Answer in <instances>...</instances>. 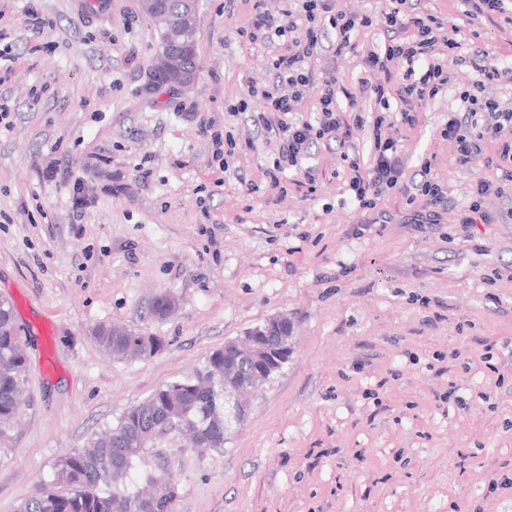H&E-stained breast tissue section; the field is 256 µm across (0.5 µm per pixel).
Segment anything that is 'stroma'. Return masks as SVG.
<instances>
[{
  "label": "stroma",
  "mask_w": 512,
  "mask_h": 512,
  "mask_svg": "<svg viewBox=\"0 0 512 512\" xmlns=\"http://www.w3.org/2000/svg\"><path fill=\"white\" fill-rule=\"evenodd\" d=\"M0 0L13 59L0 99V298L13 302L28 363L17 423L0 440V512L47 480L157 388L191 379L206 356L277 316L292 326L287 363L250 397L220 449L176 434L145 448L131 474L166 473L174 512H512V199L487 195L490 224L461 230L458 210L492 168L450 159L440 132L460 111L471 64L402 128L407 185L423 160L448 194L438 223L412 224L393 192L379 210L348 199L336 144L312 146L316 190H272L274 160L252 113L271 84V47L250 43V0H199L193 87L146 96L157 54L139 0ZM456 32L462 55L512 67V24L475 23L459 0H410ZM386 0H335L370 15L358 52L335 55L331 27L308 66L346 87L361 50L386 36ZM41 19L37 34L29 13ZM246 110H239V103ZM349 141L371 165L372 95ZM254 150L212 159L204 123ZM386 222H379V214ZM174 295L169 317L154 296ZM112 323L164 340L119 361L90 339Z\"/></svg>",
  "instance_id": "1"
}]
</instances>
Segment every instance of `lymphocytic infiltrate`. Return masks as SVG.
<instances>
[{
	"instance_id": "obj_1",
	"label": "lymphocytic infiltrate",
	"mask_w": 512,
	"mask_h": 512,
	"mask_svg": "<svg viewBox=\"0 0 512 512\" xmlns=\"http://www.w3.org/2000/svg\"><path fill=\"white\" fill-rule=\"evenodd\" d=\"M303 14L294 17L292 11L282 10L274 14L266 10L262 0H255L246 35L250 41H260L273 46L269 70L273 83L262 89L263 111L253 113L255 126L263 129L277 147L272 168L264 176L271 188H281L284 174L294 170L298 174L299 187L314 191L316 178L312 167L307 166L312 145L336 142L346 148L350 123L346 110L354 109L358 94H375L380 104H388L385 85L360 81L357 90L340 85L335 74L315 76L304 69L307 58L317 55L324 45L321 33L314 23L318 18H328L336 32L334 52L341 55L355 50L353 35L358 28L369 26L371 19L365 15H346L335 11L334 0H301ZM408 0H390L385 13L389 38L383 50L366 51L363 64L368 71L391 73L395 94L400 101V122H392L386 116H376L373 121L375 153L368 170H361L357 157L346 160L348 187L360 208L376 209L386 191L397 190L405 194L407 204H418L412 217L416 224L437 223L441 210L448 207V196L443 187L432 177L431 162H424L422 180L416 193H409L403 178L405 164L399 150L401 127H414L417 113L423 104L433 98L448 83V68L464 63L458 55L460 46L456 34L450 33L440 20L432 15L421 16L407 8ZM446 47V62H438L434 52ZM477 78L471 89L462 91L461 114H449L448 124L441 131L447 140L456 164L471 168L481 164L499 171L498 181L477 180L472 200L460 213L458 222L463 227L473 224L492 223L482 202L489 192L504 194L512 188V143L503 141V133H512V109L502 107L493 97L487 96L490 85L505 74L504 68L493 59H482L475 64ZM320 90L319 109L314 120H299L295 114L302 105L305 90L310 86ZM499 141L495 155L483 152L484 141Z\"/></svg>"
}]
</instances>
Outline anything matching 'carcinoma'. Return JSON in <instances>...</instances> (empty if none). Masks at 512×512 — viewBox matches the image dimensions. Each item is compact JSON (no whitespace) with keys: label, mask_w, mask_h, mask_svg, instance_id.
Listing matches in <instances>:
<instances>
[{"label":"carcinoma","mask_w":512,"mask_h":512,"mask_svg":"<svg viewBox=\"0 0 512 512\" xmlns=\"http://www.w3.org/2000/svg\"><path fill=\"white\" fill-rule=\"evenodd\" d=\"M176 308L169 293L157 295L152 314L160 319ZM13 304L0 299V438L17 418L25 400L27 357L19 339ZM91 339L117 360L128 350L141 348L148 358L163 347L158 336L104 323L91 332ZM169 429L196 434L200 448L224 447V349L209 354L187 381L159 387L146 400L128 408L116 422L90 435L80 448L60 455L52 479L22 501L17 512H155L164 505L173 512L176 484L166 475H148L149 490L130 485V475L141 454L157 436Z\"/></svg>","instance_id":"carcinoma-1"}]
</instances>
